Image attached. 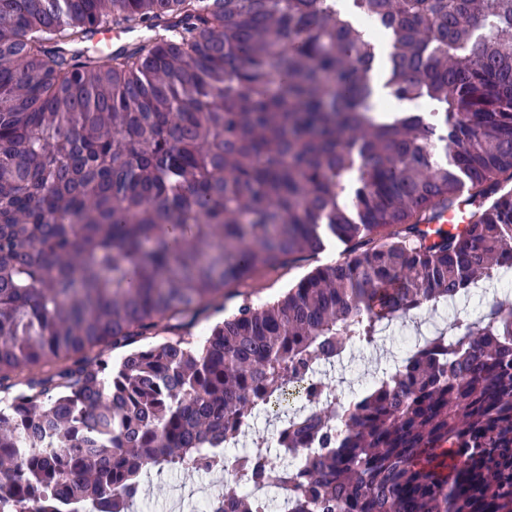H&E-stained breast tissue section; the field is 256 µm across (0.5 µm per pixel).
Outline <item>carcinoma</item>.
I'll list each match as a JSON object with an SVG mask.
<instances>
[{"mask_svg": "<svg viewBox=\"0 0 512 512\" xmlns=\"http://www.w3.org/2000/svg\"><path fill=\"white\" fill-rule=\"evenodd\" d=\"M209 2L0 0V512H130L148 471L211 464L319 358L512 266V0ZM359 17L430 118L375 113ZM139 28L106 65L83 49ZM464 197L473 220L430 237ZM456 335L365 390L297 479L256 448L240 480L298 512H512V308ZM341 248L336 245L331 246V250L329 254L323 253L319 256L320 262H311L309 264H305L303 266L294 267L291 269H286L282 272L281 276L278 280H274L271 282L267 288H241L240 290L243 292H249L251 295L249 296V301L255 305L261 304L271 297H274L285 290L288 286V283H291L301 277L304 273H306L313 266L325 262L326 257L330 256L333 260L339 258ZM253 289H256L253 291Z\"/></svg>", "mask_w": 512, "mask_h": 512, "instance_id": "1", "label": "carcinoma"}]
</instances>
